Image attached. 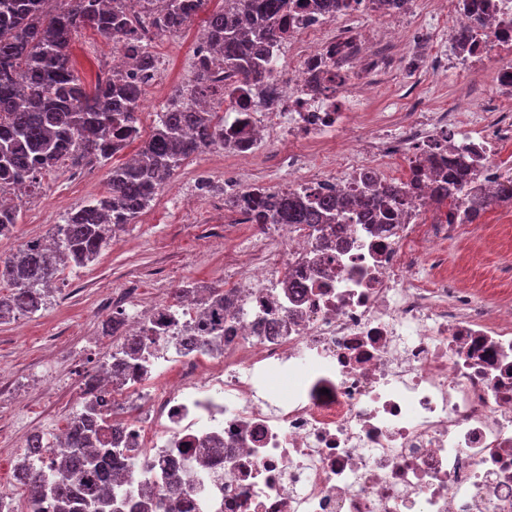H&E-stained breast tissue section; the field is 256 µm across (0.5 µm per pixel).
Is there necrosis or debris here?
<instances>
[{"mask_svg": "<svg viewBox=\"0 0 512 512\" xmlns=\"http://www.w3.org/2000/svg\"><path fill=\"white\" fill-rule=\"evenodd\" d=\"M488 2L487 38L438 60L448 71L487 72L497 96L508 97L512 0ZM402 13L384 0H347L334 13L290 0L288 38L265 50L277 105L223 101L250 136L240 157L264 141L278 145L277 163L298 168L282 142L348 129L361 98L339 93L336 74L393 68ZM356 14L388 39L356 40L343 68L332 50L346 43ZM360 137L361 160H330L291 187L355 192L372 172L396 184L387 205L398 220L343 213L321 233L253 225L254 247L224 261L211 364L197 345L202 301L174 308L160 300L128 316L142 350L113 362L97 394L109 400L100 425L113 447L134 451V466L116 477L129 501L143 481L162 490L175 472L180 512H512V300L458 288L444 257L458 214L504 181L512 110L496 107L483 126L454 109L413 112L397 137L372 129ZM460 168L466 178L451 206H437L435 178ZM174 367L177 382L164 385ZM274 373L287 376V391L272 387Z\"/></svg>", "mask_w": 512, "mask_h": 512, "instance_id": "necrosis-or-debris-1", "label": "necrosis or debris"}]
</instances>
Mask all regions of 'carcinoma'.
<instances>
[{"label":"carcinoma","instance_id":"cac0c4a2","mask_svg":"<svg viewBox=\"0 0 512 512\" xmlns=\"http://www.w3.org/2000/svg\"><path fill=\"white\" fill-rule=\"evenodd\" d=\"M207 4V0H147L146 17L161 31L178 33ZM288 26V0H224L206 21L203 37L214 45L212 55L195 61V80L185 93L158 113L152 134L135 157L112 166L110 190L71 211L52 228V243L33 239L0 260V322L33 314L46 299L63 264L72 269L94 262L112 231L132 223L157 192L171 181L182 162L193 154L224 147V113L203 108L200 99L218 85L214 70L225 69L255 81L251 95L258 104L275 101L277 83L258 80L263 46L283 38ZM92 29L116 50L124 41H137L121 0H0V179L22 187H40L41 177L62 161L71 166L107 160L140 137L141 89L109 74L92 88L75 74L72 47L77 36ZM483 24L451 35L456 48L480 38ZM135 67L146 77L155 70V56L142 48ZM359 194L314 196L274 191L235 196L231 203L260 224L329 223L343 210L381 205L376 180L365 178ZM19 212L0 200V237L9 235ZM207 292L205 332L224 318V289ZM103 399H88L69 436L70 450L57 454L43 433L27 441L17 471L30 506L44 500L56 512H116L123 506L112 469L131 462L121 448H106L96 418ZM168 497L147 486L141 491L139 512H175Z\"/></svg>","mask_w":512,"mask_h":512}]
</instances>
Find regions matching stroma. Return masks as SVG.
Listing matches in <instances>:
<instances>
[{"mask_svg":"<svg viewBox=\"0 0 512 512\" xmlns=\"http://www.w3.org/2000/svg\"><path fill=\"white\" fill-rule=\"evenodd\" d=\"M205 14L179 33L153 43L150 50L164 67L161 81L143 95L139 127L141 137L151 134L156 114L188 84L189 65L204 29ZM407 31L394 44L399 69L371 79L372 91L352 119L353 124L376 126L397 134L405 116L416 106L445 111L461 103L470 112H488L496 104L492 83L475 70L465 76L432 69L418 32H426L444 53L453 48L448 20L436 12V0H417ZM76 74L94 86L112 68V48L92 30L77 37ZM130 143L111 159L82 168L58 167L43 176L37 193L19 195L20 211L13 233L0 238V258L17 252L32 239L49 237L52 225L72 209L105 194L108 173L137 150ZM294 178L293 171L274 167L269 148L257 151L249 164L231 153L210 149L183 161L171 182L133 223L117 228L116 246L81 269L61 272L47 304L31 316L0 323V490L13 496L16 512H26L23 487L16 485L17 464L29 436L55 435L82 402L81 386L112 351V339L102 325L115 312L113 296L138 311L154 300H169L174 288L186 282L214 287L224 284V257L241 249L250 235L239 214L224 205V182H256L278 190ZM210 183L198 191L192 208L177 201L185 187ZM447 266L462 287L493 294L512 291V221L486 229L464 224L446 245Z\"/></svg>","mask_w":512,"mask_h":512,"instance_id":"stroma-1","label":"stroma"}]
</instances>
